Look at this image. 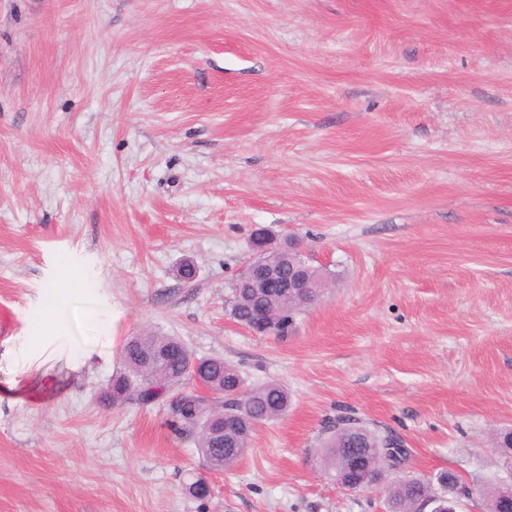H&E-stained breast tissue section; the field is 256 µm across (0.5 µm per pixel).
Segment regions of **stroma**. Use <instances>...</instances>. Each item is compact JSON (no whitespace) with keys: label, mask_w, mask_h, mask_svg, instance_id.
<instances>
[{"label":"stroma","mask_w":512,"mask_h":512,"mask_svg":"<svg viewBox=\"0 0 512 512\" xmlns=\"http://www.w3.org/2000/svg\"><path fill=\"white\" fill-rule=\"evenodd\" d=\"M260 229L332 281L283 338L225 307ZM148 329L287 386L231 470L105 402ZM341 406L512 478V0H0V512H384Z\"/></svg>","instance_id":"35a3bbf8"}]
</instances>
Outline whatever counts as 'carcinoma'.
I'll list each match as a JSON object with an SVG mask.
<instances>
[{
    "label": "carcinoma",
    "instance_id": "carcinoma-1",
    "mask_svg": "<svg viewBox=\"0 0 512 512\" xmlns=\"http://www.w3.org/2000/svg\"><path fill=\"white\" fill-rule=\"evenodd\" d=\"M266 303L260 290L242 288L235 281L230 283L225 306L233 320L252 322ZM157 351H168L170 355L156 363L149 355ZM123 360L124 372L112 378V385L104 393V398L114 406L128 400L142 405L166 402L172 389L184 380L197 377L205 382L212 399L181 391L177 406L170 408V412L175 431L196 439L198 451L211 471L224 472L235 466L250 450L255 427L281 417L290 406L291 395L282 383L268 381L247 388L232 363L217 356L196 358L179 339L160 332L147 331L132 337L124 347ZM221 416L235 420L234 433L225 440L217 436ZM389 440L390 434L369 427L355 412L340 409L323 426L317 451L319 467L332 480L349 486L345 452L357 448L366 468L360 489L380 490L393 512H417L422 503L437 509L448 506L446 470L430 479L405 478L390 484L378 480L381 469L393 468L400 462L399 455L388 448ZM471 488L470 499L478 496L485 500L488 512H503L512 493V485L498 482L474 483Z\"/></svg>",
    "mask_w": 512,
    "mask_h": 512
}]
</instances>
